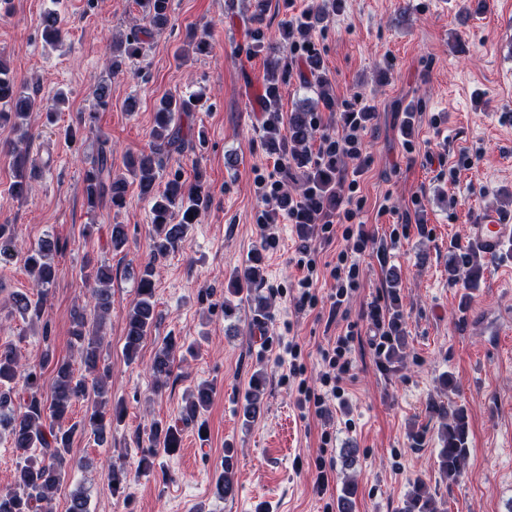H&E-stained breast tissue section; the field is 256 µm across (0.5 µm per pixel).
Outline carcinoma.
Wrapping results in <instances>:
<instances>
[{
  "instance_id": "carcinoma-1",
  "label": "carcinoma",
  "mask_w": 512,
  "mask_h": 512,
  "mask_svg": "<svg viewBox=\"0 0 512 512\" xmlns=\"http://www.w3.org/2000/svg\"><path fill=\"white\" fill-rule=\"evenodd\" d=\"M170 0H144L142 22L144 27L155 31L164 30L170 23ZM42 32L46 40L55 42L62 37L61 19L58 12L46 11L42 16ZM135 27L123 45L119 55L112 56L109 71H122L123 60L135 59L142 54V40ZM281 61H270L263 80L261 98L262 110L268 113L264 123L267 149L280 156L284 170H304L305 187L304 214L301 222L309 224L323 207L336 201L337 161L320 165L310 163L307 143L314 136L315 126L308 110L298 109L289 113L287 132H281L279 116ZM203 96L192 94L186 98L164 96L156 105L154 126L151 131L150 150L126 157L128 171L138 176L140 195L150 204L155 235L151 244V261L139 271L137 297L128 312L124 350L130 360L136 358L141 345L149 334L156 319L154 303V261L164 259L177 251L188 226L195 223L201 212L209 207L210 196L201 181L188 185L181 173L174 171L163 189L155 187L157 171L163 169L171 151L179 149L181 141V118L194 111ZM38 107L35 96L27 93L17 84L9 66L0 60V125L23 128L28 114ZM31 135H26L23 145L12 147L15 180L10 191L15 197H22L29 189V179L35 177L36 168H28ZM127 182L122 176H112L106 150H101L92 167L85 172L84 194L87 204L96 205L107 198L112 206L121 209L125 205ZM181 213L179 222H174L175 213ZM58 245L50 239H43L24 253V263L42 295H47L48 286L57 277L58 268L54 255ZM19 254L14 226L0 224V261L10 260ZM260 255L255 254L243 267L229 278L225 293L224 309L234 310L232 298L245 297L254 303V312L262 316L266 301L253 294L255 285L261 279ZM483 265L479 253L471 246H458L448 258V274L455 277L464 274L475 283L480 277ZM111 275L99 268L94 275L92 289V319H87L86 308L73 313V346L76 347L82 365L76 373L67 361L56 362L55 379L51 396L45 398L40 392L41 372L35 367L24 366L11 346H0V431L8 433L13 447L23 451L39 450V455H28L16 467L12 487L0 490V512H55V493L65 473L73 468L71 444L76 431L90 432L95 443L102 447L107 443V422L119 418L123 409L107 408V379L110 371L100 365V350L104 340L103 328L109 318L112 300L109 283ZM182 349L177 340L168 338L156 350L150 364L155 387L163 388L170 378L176 361V353ZM22 381L21 392H15V384ZM266 376L255 372L244 395L242 415L245 422L253 421L262 411V395ZM95 395L97 407L87 415L81 424H67L73 404L88 394ZM213 388L207 383L197 385L189 393L181 409V420L189 424L197 420L210 406ZM429 413L442 419L439 431L440 448L437 466L441 477L450 482L457 481L465 466L469 448V421L466 410L460 406L453 409L444 402H429ZM180 429L172 425L154 423L150 428L149 445L173 452L180 447ZM232 456H224V472L218 477V495L228 499L235 496L236 481L233 474ZM400 512H447L438 506L435 497L422 481L413 483Z\"/></svg>"
}]
</instances>
